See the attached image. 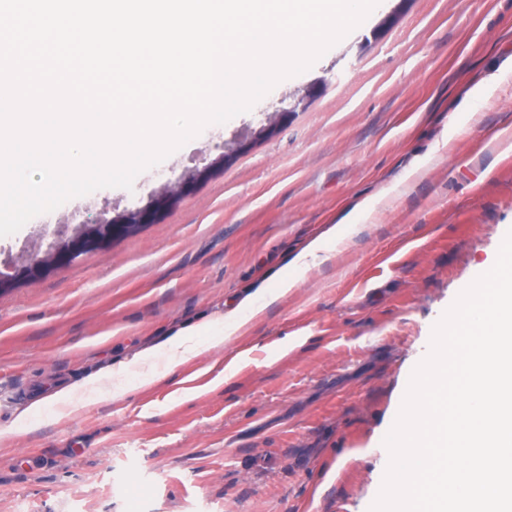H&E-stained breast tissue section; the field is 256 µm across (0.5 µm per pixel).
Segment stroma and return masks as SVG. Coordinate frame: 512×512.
Returning <instances> with one entry per match:
<instances>
[{
	"mask_svg": "<svg viewBox=\"0 0 512 512\" xmlns=\"http://www.w3.org/2000/svg\"><path fill=\"white\" fill-rule=\"evenodd\" d=\"M279 114L275 134L224 146ZM408 182L400 177L407 170ZM181 195L157 200L164 183ZM346 245L286 262L358 199ZM116 223L20 254L70 208ZM512 231V0H380L305 72L141 172L0 237V512H369L433 326ZM298 283L237 335L206 322ZM199 354L134 358L186 325ZM112 368L123 401L72 386Z\"/></svg>",
	"mask_w": 512,
	"mask_h": 512,
	"instance_id": "stroma-1",
	"label": "stroma"
}]
</instances>
